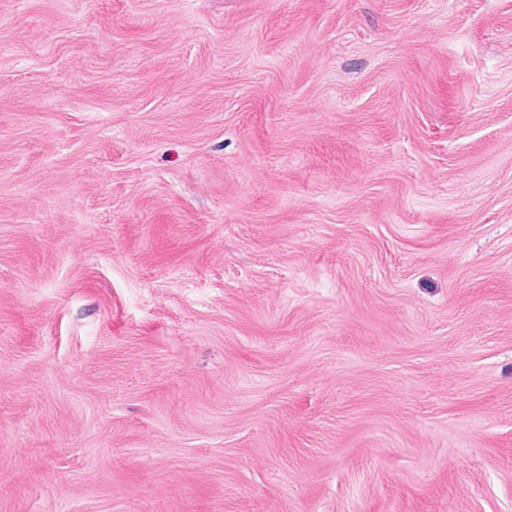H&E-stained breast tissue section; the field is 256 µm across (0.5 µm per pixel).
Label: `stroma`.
<instances>
[{
  "label": "stroma",
  "mask_w": 512,
  "mask_h": 512,
  "mask_svg": "<svg viewBox=\"0 0 512 512\" xmlns=\"http://www.w3.org/2000/svg\"><path fill=\"white\" fill-rule=\"evenodd\" d=\"M0 512H512V0H0Z\"/></svg>",
  "instance_id": "obj_1"
}]
</instances>
